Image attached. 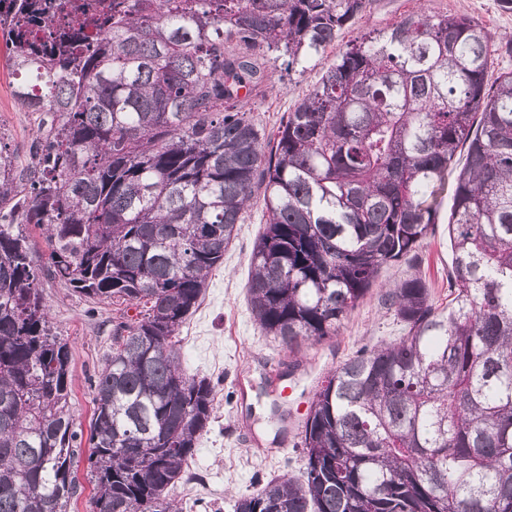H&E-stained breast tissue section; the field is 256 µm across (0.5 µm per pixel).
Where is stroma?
<instances>
[{
    "mask_svg": "<svg viewBox=\"0 0 512 512\" xmlns=\"http://www.w3.org/2000/svg\"><path fill=\"white\" fill-rule=\"evenodd\" d=\"M418 10L466 15L494 39H512V12L502 11L498 0H374L361 19L305 67L288 70L276 63L274 89L250 103L266 135L276 133L287 112L352 43L387 30ZM12 81L0 53V141L14 151L23 168L30 161L39 115L19 109ZM264 223L262 203H254L226 249L223 263L212 271L201 305L179 336L177 350L183 365L215 386L213 421L189 464V479L171 491L183 512H232L233 499L257 492L269 478L300 476L306 464L303 422L325 377L361 349L403 334L402 325L382 304L389 286L417 272L430 284L434 304L448 303L451 252L448 233L440 226L417 256L381 270L336 336L305 342L295 353L283 350L260 331L247 304L250 255ZM41 289L52 324L71 350V413L77 429L86 434L94 413L92 384L112 349V323L121 314L112 304L90 300L50 278L43 279ZM272 371L288 385V396L271 392L268 374Z\"/></svg>",
    "mask_w": 512,
    "mask_h": 512,
    "instance_id": "obj_1",
    "label": "stroma"
}]
</instances>
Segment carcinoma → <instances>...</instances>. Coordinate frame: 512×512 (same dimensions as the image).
<instances>
[{
	"label": "carcinoma",
	"mask_w": 512,
	"mask_h": 512,
	"mask_svg": "<svg viewBox=\"0 0 512 512\" xmlns=\"http://www.w3.org/2000/svg\"><path fill=\"white\" fill-rule=\"evenodd\" d=\"M373 0H0L13 96L42 115L21 169L0 143V512H68L81 433L71 353L41 279L141 308L93 383L92 512H182L214 411L176 338L255 195L247 300L292 352L336 335L381 269L416 255L451 195L448 306L420 274L398 340L314 394L303 478L234 512H512V56L466 15L412 13L351 45L267 139L245 110ZM466 160L453 181L458 150Z\"/></svg>",
	"instance_id": "carcinoma-1"
}]
</instances>
